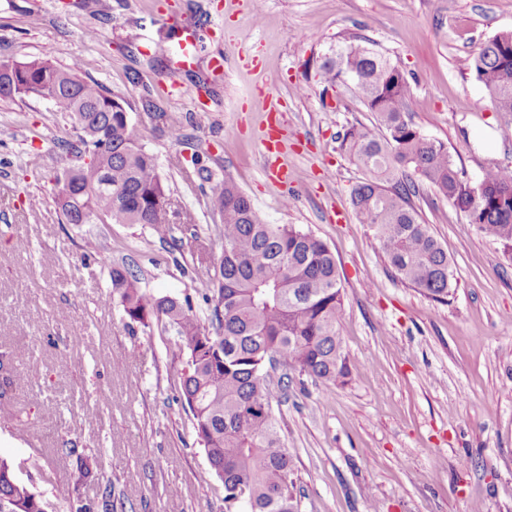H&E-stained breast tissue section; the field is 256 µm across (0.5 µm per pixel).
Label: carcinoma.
Returning <instances> with one entry per match:
<instances>
[{"label": "carcinoma", "mask_w": 512, "mask_h": 512, "mask_svg": "<svg viewBox=\"0 0 512 512\" xmlns=\"http://www.w3.org/2000/svg\"><path fill=\"white\" fill-rule=\"evenodd\" d=\"M16 75L0 73V99L39 96L79 131L72 147L78 163L52 177V200L67 224H140L179 247L175 211L156 157L125 115V100L43 59L19 62ZM464 68L485 88L495 108L512 114V31L498 33L465 59ZM324 82L345 86L375 116L352 124L338 148L365 178L351 205L367 225L394 275L436 301L452 286L447 251L412 202L425 183L465 213L484 236L512 250V170L491 168L474 182L459 170L447 146L412 122V91L402 70L360 37L321 65ZM209 204L221 221L224 250L190 299L149 296L129 268H111L112 301L132 323L156 321L171 332L186 366L180 398L209 466L224 489L225 512H301L295 464L273 413L274 391H288L291 376L327 388L346 384L349 359L338 325L343 313L336 258L321 238L292 224H267L250 198L226 179L210 188ZM284 373L273 381L269 370ZM69 474L78 489L94 477L92 457L76 446ZM112 479L100 499L75 512H112ZM46 503L0 459V512H45Z\"/></svg>", "instance_id": "1"}]
</instances>
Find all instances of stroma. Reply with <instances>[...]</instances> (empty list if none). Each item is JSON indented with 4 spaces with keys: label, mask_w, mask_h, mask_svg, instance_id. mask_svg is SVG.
Segmentation results:
<instances>
[{
    "label": "stroma",
    "mask_w": 512,
    "mask_h": 512,
    "mask_svg": "<svg viewBox=\"0 0 512 512\" xmlns=\"http://www.w3.org/2000/svg\"><path fill=\"white\" fill-rule=\"evenodd\" d=\"M220 26L261 43L260 69L237 65ZM191 30L206 39L192 67L174 68L163 55ZM503 31L512 0H0V59L79 60L83 78L121 93L181 212L177 249L138 224L62 223L50 178L76 130L46 99L0 100V352L19 377L0 400L10 414L0 418V458L48 512H73L107 479L114 512H224L179 399L184 363L171 336L127 325L108 300L120 264L146 293L203 309L194 280L224 248L209 187L224 179L265 222L326 241L341 278L349 384L295 380L273 404L303 512H512V252L424 184L413 203L448 252L453 288L440 303L397 279L350 204L364 173L338 150L345 127L374 116L346 89H325L319 72L338 46L369 38L409 80L413 123L476 180L512 168V143L500 136L507 115L461 60ZM219 54L220 74L209 67ZM274 76L289 135L307 139L289 165L326 173L289 190L262 175L264 104L250 98ZM201 96L208 111L193 109ZM148 99L166 123L144 112ZM196 154L209 176L189 180ZM33 196L44 200L35 210ZM89 234L100 241L90 258ZM19 239L27 252L15 250ZM66 440L97 456L98 483L73 489Z\"/></svg>",
    "instance_id": "stroma-1"
}]
</instances>
